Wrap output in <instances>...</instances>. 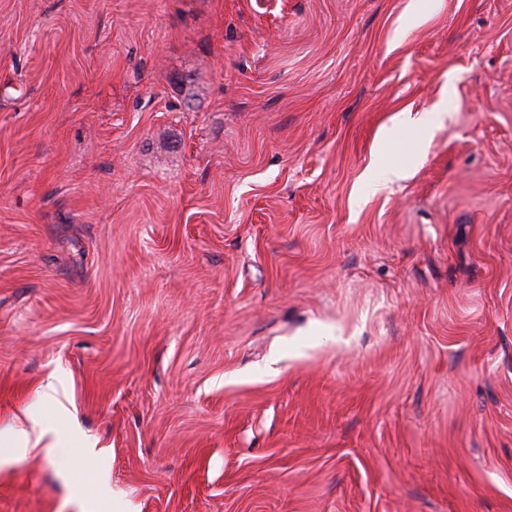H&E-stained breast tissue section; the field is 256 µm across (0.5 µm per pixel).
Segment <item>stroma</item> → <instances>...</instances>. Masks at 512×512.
<instances>
[{
  "label": "stroma",
  "instance_id": "35a3bbf8",
  "mask_svg": "<svg viewBox=\"0 0 512 512\" xmlns=\"http://www.w3.org/2000/svg\"><path fill=\"white\" fill-rule=\"evenodd\" d=\"M37 422L0 512H512V0H0Z\"/></svg>",
  "mask_w": 512,
  "mask_h": 512
}]
</instances>
